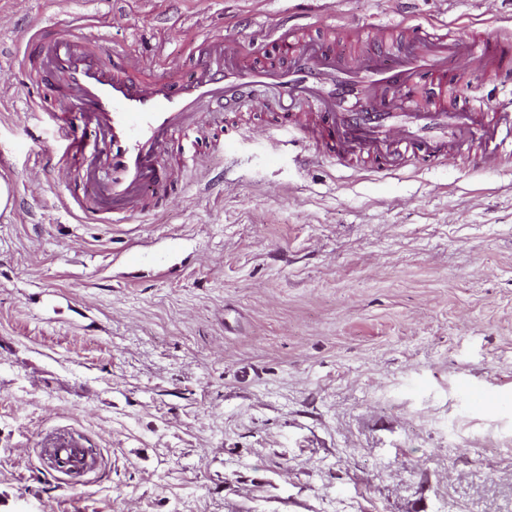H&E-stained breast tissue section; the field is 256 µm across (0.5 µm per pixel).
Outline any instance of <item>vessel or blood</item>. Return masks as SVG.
I'll list each match as a JSON object with an SVG mask.
<instances>
[{"mask_svg": "<svg viewBox=\"0 0 512 512\" xmlns=\"http://www.w3.org/2000/svg\"><path fill=\"white\" fill-rule=\"evenodd\" d=\"M309 27L285 21L269 30L263 40L274 58L265 64L246 56L237 41L202 39L191 50L190 74L177 80L109 44L104 33L35 24V47L20 65L35 70L54 97L50 118L60 143L54 169L74 172L83 186L67 209L100 224L156 209L175 179L163 155L178 136L200 127L202 106L241 111L260 86L277 88L271 108L301 159L318 153L345 167L381 171L411 163L432 168L460 157L484 169L500 166L502 136L512 132V40L463 36L444 24L411 27L398 41L381 23L341 28L339 39L369 45L356 56L308 38ZM494 56L507 103L491 108L472 100L449 111L457 65L480 74ZM71 112L82 116V132L68 125ZM97 463L61 433L45 468L66 480L75 471L93 473Z\"/></svg>", "mask_w": 512, "mask_h": 512, "instance_id": "b4317fda", "label": "vessel or blood"}]
</instances>
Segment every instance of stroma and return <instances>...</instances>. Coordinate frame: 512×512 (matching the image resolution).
<instances>
[{"label": "stroma", "mask_w": 512, "mask_h": 512, "mask_svg": "<svg viewBox=\"0 0 512 512\" xmlns=\"http://www.w3.org/2000/svg\"><path fill=\"white\" fill-rule=\"evenodd\" d=\"M297 2L0 0V512H512V161L356 174L273 154L259 88L169 149L153 214L81 223L60 203L78 178L42 174L55 130L17 60L32 19L103 22L175 66L219 32L263 53L255 30ZM305 2L321 41L512 20V0ZM56 429L100 461L81 492L40 468Z\"/></svg>", "instance_id": "1"}]
</instances>
